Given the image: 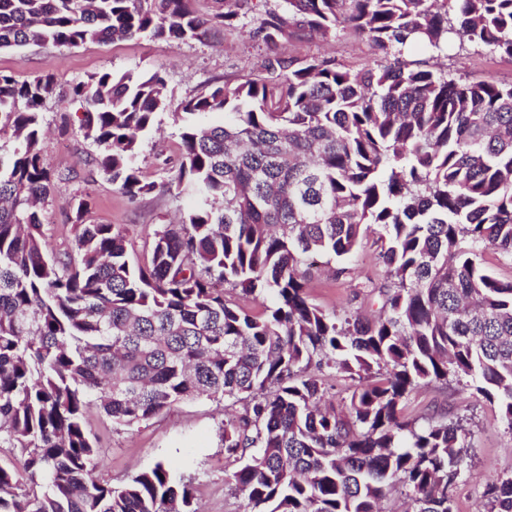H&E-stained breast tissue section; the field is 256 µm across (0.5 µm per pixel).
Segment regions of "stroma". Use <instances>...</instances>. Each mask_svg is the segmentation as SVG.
Instances as JSON below:
<instances>
[{
    "label": "stroma",
    "instance_id": "obj_1",
    "mask_svg": "<svg viewBox=\"0 0 512 512\" xmlns=\"http://www.w3.org/2000/svg\"><path fill=\"white\" fill-rule=\"evenodd\" d=\"M287 50L308 57L329 55L356 69L378 58L367 39L343 27L329 39L308 38L288 44ZM266 52L250 22L232 32L215 28L202 39L191 41L141 35L109 44L0 50V73L21 82L48 74L55 79L56 95L42 106V155L52 173L68 171L72 177L55 182L42 206L43 229L52 243L63 247L70 242L72 223L66 216L67 202L77 194L89 197L86 221L90 224H174L196 205L193 195L158 192L133 203L100 174L95 162L98 150L79 131L82 109L71 96L76 82L103 72L157 73L164 77L168 97L176 105L215 84L233 83L257 71ZM434 68L451 76L512 83V58L486 48L463 54L449 51L436 60ZM179 144L171 111L159 113L154 129L141 141L138 164L145 181L167 178L160 158L177 156ZM379 251L376 235L371 232L350 257L348 273L337 274L334 261L313 268L306 285L310 301L340 316L355 311L378 312L381 303L370 288L384 278ZM405 415L420 425L433 415L463 423L468 431L467 455L454 493V510L486 512L483 491L488 478L512 475V429L503 421L497 403L475 390H461L453 382H433L411 393L405 402ZM223 417V406L205 398L177 403L131 427L116 425L98 408L88 407L85 426L101 451L97 476L117 484L166 461L178 474L191 479L200 512H244L245 496L230 479L236 466L225 459L220 442Z\"/></svg>",
    "mask_w": 512,
    "mask_h": 512
}]
</instances>
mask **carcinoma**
<instances>
[{
    "label": "carcinoma",
    "mask_w": 512,
    "mask_h": 512,
    "mask_svg": "<svg viewBox=\"0 0 512 512\" xmlns=\"http://www.w3.org/2000/svg\"><path fill=\"white\" fill-rule=\"evenodd\" d=\"M0 0V50L109 43L141 34L189 41L253 13L269 52L259 74L175 108L181 159L142 179V137L171 101L158 74L91 75L72 87L97 166L135 201L192 188L200 204L148 234L87 224L75 196L70 248L56 251L38 204L53 180L40 150L53 76L0 73V512H197L190 484L158 462L127 482H97L99 448L83 413L133 426L199 398L224 414L230 480L248 512H454L465 458L457 422L402 416L419 386L448 382L499 405L512 430V280L483 265L512 257V84L448 78L433 52L469 45L512 58V0ZM339 26L381 59L356 72L278 47ZM222 112V126L201 118ZM376 227L382 313L341 317L306 295L309 259L347 260ZM274 301L251 314L226 297ZM357 381L347 411L325 377ZM487 512H512V476L486 484ZM484 261L494 276L504 281L512 280V258L495 251H487L484 254Z\"/></svg>",
    "instance_id": "cac0c4a2"
}]
</instances>
